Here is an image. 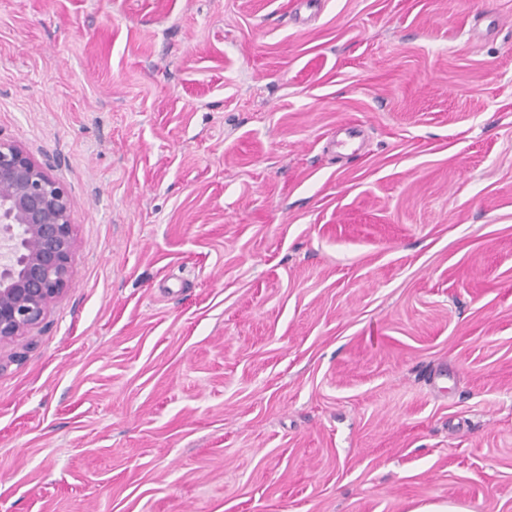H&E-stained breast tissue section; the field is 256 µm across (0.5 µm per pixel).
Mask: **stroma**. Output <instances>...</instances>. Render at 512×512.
I'll use <instances>...</instances> for the list:
<instances>
[{
  "label": "stroma",
  "mask_w": 512,
  "mask_h": 512,
  "mask_svg": "<svg viewBox=\"0 0 512 512\" xmlns=\"http://www.w3.org/2000/svg\"><path fill=\"white\" fill-rule=\"evenodd\" d=\"M0 139V512H512V0H0ZM0 243L2 347L30 332L62 295L75 248L65 188L23 147L2 140Z\"/></svg>",
  "instance_id": "35a3bbf8"
}]
</instances>
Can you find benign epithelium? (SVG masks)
Returning <instances> with one entry per match:
<instances>
[{"instance_id": "obj_1", "label": "benign epithelium", "mask_w": 512, "mask_h": 512, "mask_svg": "<svg viewBox=\"0 0 512 512\" xmlns=\"http://www.w3.org/2000/svg\"><path fill=\"white\" fill-rule=\"evenodd\" d=\"M74 248L65 188L23 147L0 140V347L62 295Z\"/></svg>"}]
</instances>
